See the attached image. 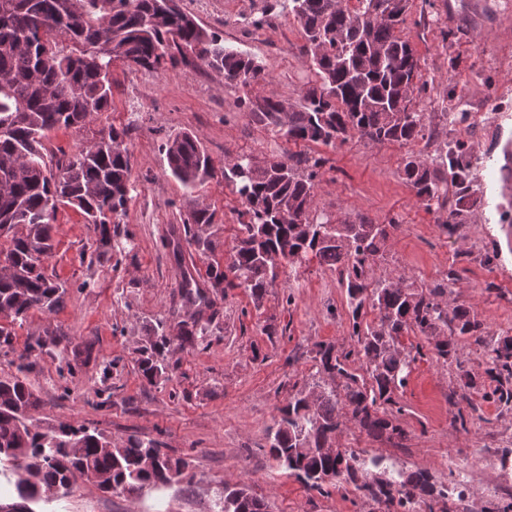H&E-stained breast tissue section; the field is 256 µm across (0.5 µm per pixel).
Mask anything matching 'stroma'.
<instances>
[{
	"instance_id": "1",
	"label": "stroma",
	"mask_w": 512,
	"mask_h": 512,
	"mask_svg": "<svg viewBox=\"0 0 512 512\" xmlns=\"http://www.w3.org/2000/svg\"><path fill=\"white\" fill-rule=\"evenodd\" d=\"M272 2L179 0L198 24L255 58L262 78L251 88L225 86L200 63L158 73L118 61L111 110L49 135L47 147L59 159L102 131L126 130L132 177L118 228L126 248L99 255L92 226L75 209L59 207L44 265L66 284L65 302L52 312L30 311L14 326L11 347L0 348V378L15 374L28 343L50 341L51 352L32 355L26 370L37 425H83L116 444L131 435L154 439L163 453L188 458L194 478L131 495L80 479L67 494L47 495L38 512H211L227 485L246 486L267 512H387L347 483L323 494L308 491L267 453L289 392L328 382L316 372L317 343L341 353L358 347L335 268L314 258L298 268L283 265L276 287L258 303L245 289H227L215 299L206 344L173 348L168 381L151 385L138 372V351L156 321L192 311L180 300L183 274L204 289L208 263L229 260L243 206L224 172L244 154L261 161L324 157L316 221L396 222L375 277L428 288L450 282L448 303L467 307L487 328L482 343L459 341L445 359L425 337L402 336L406 350L422 351L394 395L403 437L373 438L350 423L337 434L338 446L407 472L425 471L438 486L464 484L465 498L449 492L450 512H512V470L500 466L502 454L512 452V408L496 402L488 374L494 347L512 338V247L497 210L500 150L512 140V0H411L401 31L427 82L412 106L426 113L433 139L372 144L353 137L336 147L288 141L247 111V99L255 96L297 104L316 82L300 25ZM451 30L463 31V38L448 39ZM452 90L476 105H496L503 118L495 129L474 128L465 136L484 202L450 234L441 226L445 212L426 210L401 168L408 154L432 156L452 139L446 114ZM178 131L197 135L214 163L212 177L193 192L171 176L161 151ZM195 205L215 214L204 233L216 249L206 256L185 240L183 220ZM452 268L459 273L453 282ZM458 408L467 420L462 428L451 423Z\"/></svg>"
}]
</instances>
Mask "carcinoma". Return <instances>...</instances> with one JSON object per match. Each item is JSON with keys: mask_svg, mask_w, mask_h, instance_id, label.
Returning a JSON list of instances; mask_svg holds the SVG:
<instances>
[{"mask_svg": "<svg viewBox=\"0 0 512 512\" xmlns=\"http://www.w3.org/2000/svg\"><path fill=\"white\" fill-rule=\"evenodd\" d=\"M170 0H0V250L8 273L0 275V317L23 321L32 310L53 311L64 302L66 288L49 276L43 260L52 250L50 228L59 205L77 209L111 244V218L126 212L132 168L125 131L114 127L92 146L56 162L51 168L46 140L59 128L84 124L112 104V63L123 60L146 69L163 70L199 61L224 74V84L248 89L261 67L254 58L224 46L192 17L169 7ZM281 12L300 24L310 61L319 80L282 121V101L264 97L249 101L250 115L284 132L292 141L336 146L357 136L369 143L408 144L429 133L426 114L412 108V95L422 80L418 59L400 25L410 0H357L336 9V0H276ZM171 174L189 190L213 175V162L197 135L179 131L162 144ZM467 142L446 143L428 159L411 153L402 164L404 180L428 210H448L442 227L453 234L467 223L477 204L470 174ZM324 160L294 157L266 161L258 167L241 157L224 174L244 205L230 261L210 263L206 276L213 288H244L260 302L278 278L274 257L300 265L311 257L321 263L340 261L364 368L352 366L351 353L316 345L317 373L338 384L316 391L288 394L280 419L269 436L268 454L277 466L311 491L322 493L336 479L353 485L362 496L399 512H434L427 498L434 492L424 472H397L395 477L370 475L355 451L331 455L323 448L337 429L351 421L368 435L402 436L393 425V394L403 388L416 357L402 347L412 332L434 340L436 355L446 359L456 338L479 343L483 324L470 311L448 308L447 286L418 288L404 280L373 278L385 259L390 230L397 224L310 218L315 179ZM214 223V213L193 208L184 220L187 243L200 254L213 252L209 237L192 225ZM184 298L198 308L185 319L157 321L137 359V369L150 385L168 379V354L174 341L195 346L206 341L203 308L212 301L186 282ZM377 312L362 320L365 305ZM40 339L19 355L18 374L0 379V464L16 476L11 495L0 508L31 504L49 490L67 492L75 475L85 474L105 490L133 494L145 488L189 482L190 462L171 457L153 439L131 435L119 445L84 426L61 424L49 431L28 422L35 403L24 375V360L38 350ZM488 374L498 383L497 400L512 405V340L493 350ZM217 512H266L265 504L244 486H226L215 500Z\"/></svg>", "mask_w": 512, "mask_h": 512, "instance_id": "obj_1", "label": "carcinoma"}]
</instances>
